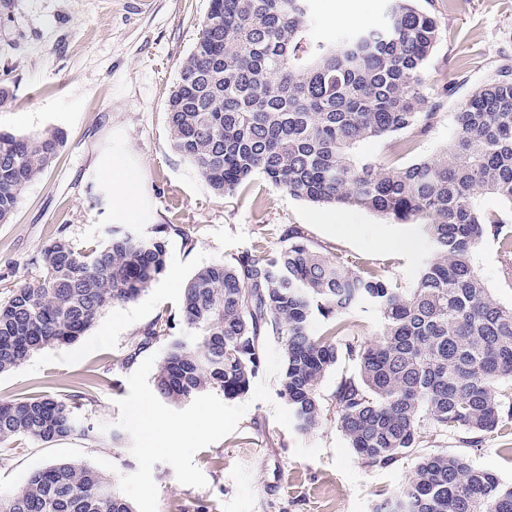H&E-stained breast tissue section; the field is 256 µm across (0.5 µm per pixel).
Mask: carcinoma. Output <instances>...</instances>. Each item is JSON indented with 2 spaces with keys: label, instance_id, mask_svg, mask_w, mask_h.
Listing matches in <instances>:
<instances>
[{
  "label": "carcinoma",
  "instance_id": "cac0c4a2",
  "mask_svg": "<svg viewBox=\"0 0 512 512\" xmlns=\"http://www.w3.org/2000/svg\"><path fill=\"white\" fill-rule=\"evenodd\" d=\"M312 0H209L199 38L182 61L166 112L173 147L210 188L234 195L260 174L312 203L357 207L417 224L433 245L409 292L367 269L312 250L296 227L288 246L236 264L199 269L182 294L192 332L169 343L154 377L158 396L181 405L207 392L245 395L265 338L284 355L279 393L297 428L315 429L318 389L339 359L333 413L368 467L387 468L424 447L428 432L475 442L512 423V307L497 304L473 254L492 235L512 248L505 222L480 199L512 206V77L478 87L456 112V134L437 156L402 167L359 161L354 146L429 130L426 65L437 19L413 0H387L383 20L317 40ZM59 128L0 130V223L64 145ZM166 240L112 230L78 250L63 235L43 249L44 279L0 302V373L32 354L72 344L115 303L136 300L166 269ZM369 303L380 339L363 346L342 316ZM319 315L328 328L312 335ZM77 396L29 395L0 403V443H51L94 427L74 416ZM386 512H512V487L463 455L420 456L408 489ZM0 512H133L103 474L78 462L34 471L0 491Z\"/></svg>",
  "mask_w": 512,
  "mask_h": 512
}]
</instances>
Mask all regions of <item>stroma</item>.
<instances>
[{
    "label": "stroma",
    "mask_w": 512,
    "mask_h": 512,
    "mask_svg": "<svg viewBox=\"0 0 512 512\" xmlns=\"http://www.w3.org/2000/svg\"><path fill=\"white\" fill-rule=\"evenodd\" d=\"M418 5L441 30L427 65L435 125L406 149L389 138L361 142L357 158L405 165L438 154L454 138L460 104L503 65L512 66V0ZM208 7L209 0H10L0 6V78L14 89L12 105L0 109V129L66 133L57 158L27 186L8 223L0 224V301L42 279L40 254L57 235L84 250L102 244L115 228L143 235L167 228L166 271L137 300L114 304L76 343L41 350L0 373V401L84 392L75 414L96 433L51 443L18 436L0 444L1 490L60 461L86 463L114 483L136 470L131 438L117 424V402L128 395V378L144 359L164 357L171 339L189 336L181 298L198 269L235 263L247 251L280 252L292 226L313 250L374 270L405 290L432 254L417 225L317 205L259 175L245 192L216 193L176 153L166 103ZM314 7L312 34L327 39L350 26L354 8L362 9L364 22L379 21L383 0H314ZM115 154L144 176L140 218L132 224L113 213L112 185L103 174ZM474 262L493 300L512 307V251L489 237ZM166 320L171 327L165 336L141 346L145 330ZM269 390L268 403L242 396L248 409L237 431L195 454L206 487L180 484L171 466L155 464L158 512H196L201 505L209 512H376L406 488L416 456L388 468L368 467L333 415L305 433L279 426L273 414L281 401L278 379L270 380ZM431 448L466 456L512 484L510 432L483 435L473 446L440 435Z\"/></svg>",
    "instance_id": "obj_1"
}]
</instances>
